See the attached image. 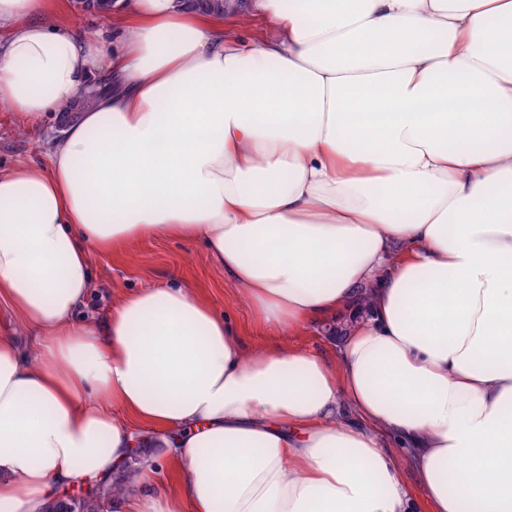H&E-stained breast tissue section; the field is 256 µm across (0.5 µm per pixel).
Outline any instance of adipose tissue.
<instances>
[{
	"label": "adipose tissue",
	"instance_id": "ef3b65f1",
	"mask_svg": "<svg viewBox=\"0 0 512 512\" xmlns=\"http://www.w3.org/2000/svg\"><path fill=\"white\" fill-rule=\"evenodd\" d=\"M0 0V103L79 94L48 165L0 169V512L146 457L121 512H512V0ZM191 236L261 325L351 314L333 353L253 352L191 283L77 319L92 256ZM68 0V7L76 29L83 33H96L108 25V19L100 11L107 8L109 0ZM96 9V10H94ZM99 10V11H97ZM248 1H243L242 5ZM235 12L226 11L225 23H229V27L242 35L264 37L267 29L262 18L250 9L243 7Z\"/></svg>",
	"mask_w": 512,
	"mask_h": 512
}]
</instances>
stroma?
Masks as SVG:
<instances>
[{
	"label": "stroma",
	"mask_w": 512,
	"mask_h": 512,
	"mask_svg": "<svg viewBox=\"0 0 512 512\" xmlns=\"http://www.w3.org/2000/svg\"><path fill=\"white\" fill-rule=\"evenodd\" d=\"M63 128L64 120L56 113L45 114L38 123L24 127L10 108H0V166L46 162L48 147ZM92 275V287L78 310L79 316H103L113 294L148 285L164 286L180 278L228 314L249 344L260 349L269 342L236 286L212 263L201 243L190 237L158 236L95 255Z\"/></svg>",
	"instance_id": "obj_1"
}]
</instances>
